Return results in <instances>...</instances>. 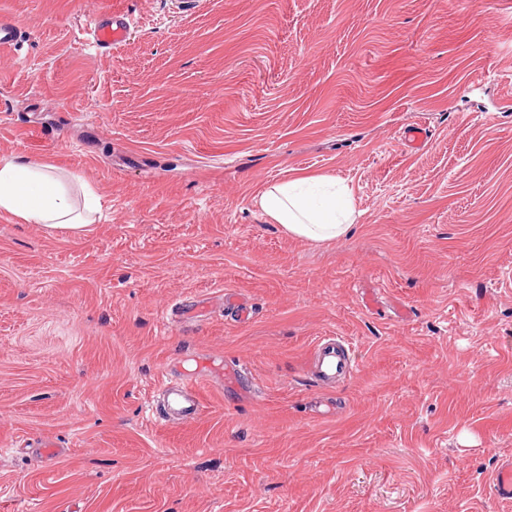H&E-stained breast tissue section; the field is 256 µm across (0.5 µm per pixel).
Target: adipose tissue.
<instances>
[{
    "label": "adipose tissue",
    "instance_id": "adipose-tissue-1",
    "mask_svg": "<svg viewBox=\"0 0 512 512\" xmlns=\"http://www.w3.org/2000/svg\"><path fill=\"white\" fill-rule=\"evenodd\" d=\"M308 183V178L298 177L265 187L257 204L294 237L322 243L349 235L356 217L347 187L327 180L316 198L308 192ZM82 198V203H75L68 178L53 166L0 159V212L72 234L94 223L102 209L91 187H84Z\"/></svg>",
    "mask_w": 512,
    "mask_h": 512
}]
</instances>
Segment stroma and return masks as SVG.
Segmentation results:
<instances>
[{"instance_id":"1","label":"stroma","mask_w":512,"mask_h":512,"mask_svg":"<svg viewBox=\"0 0 512 512\" xmlns=\"http://www.w3.org/2000/svg\"><path fill=\"white\" fill-rule=\"evenodd\" d=\"M113 9L131 32L102 48L88 24ZM2 19L22 35L0 50V159L78 173L102 215L72 237L0 213V512H512L486 483L512 457V0H0ZM298 175L349 186L350 236L255 205ZM322 336L357 364L327 388L306 371ZM193 357L247 391L217 373L198 419L159 424Z\"/></svg>"}]
</instances>
